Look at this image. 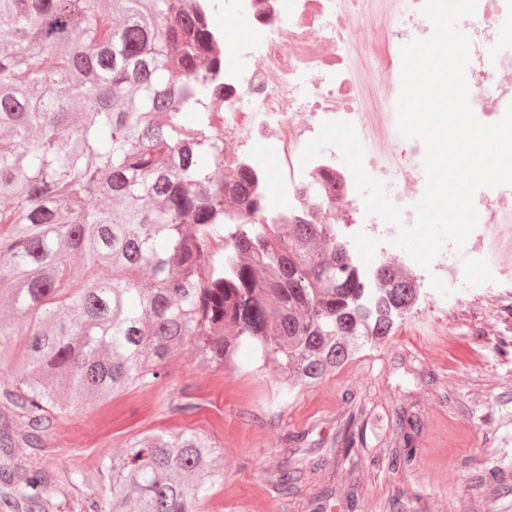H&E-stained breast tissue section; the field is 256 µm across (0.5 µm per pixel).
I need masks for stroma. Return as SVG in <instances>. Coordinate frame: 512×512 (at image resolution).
<instances>
[{
  "label": "stroma",
  "instance_id": "stroma-1",
  "mask_svg": "<svg viewBox=\"0 0 512 512\" xmlns=\"http://www.w3.org/2000/svg\"><path fill=\"white\" fill-rule=\"evenodd\" d=\"M487 259L474 269L481 285L512 292V220ZM473 293L453 289L447 309L413 313L309 387L282 386L246 345L214 372L175 354L160 386L72 408L45 447L16 453L58 478L59 512H87L105 491L69 475L151 430L202 432L222 448L207 512H512V305L485 312ZM171 400L193 408L170 413ZM359 404L369 415L355 448L333 447L339 416ZM281 467L298 471L286 493Z\"/></svg>",
  "mask_w": 512,
  "mask_h": 512
}]
</instances>
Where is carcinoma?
<instances>
[{
	"label": "carcinoma",
	"instance_id": "carcinoma-1",
	"mask_svg": "<svg viewBox=\"0 0 512 512\" xmlns=\"http://www.w3.org/2000/svg\"><path fill=\"white\" fill-rule=\"evenodd\" d=\"M214 37L204 0H0V512L56 508L16 443L160 385L177 351L219 370L247 343L310 385L400 319L330 225L224 223ZM222 455L147 432L79 481L108 484L91 512H205Z\"/></svg>",
	"mask_w": 512,
	"mask_h": 512
}]
</instances>
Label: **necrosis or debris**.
Instances as JSON below:
<instances>
[{"instance_id":"obj_1","label":"necrosis or debris","mask_w":512,"mask_h":512,"mask_svg":"<svg viewBox=\"0 0 512 512\" xmlns=\"http://www.w3.org/2000/svg\"><path fill=\"white\" fill-rule=\"evenodd\" d=\"M424 0H224L244 31L225 34L224 94L211 125L224 144V218L230 224H285L301 219L332 225L357 268L384 262L395 225L365 212L354 176L336 149L302 162L323 122L351 123L367 173L380 180L402 221L413 225L412 198L425 189V147L397 128L400 48L427 38ZM461 30L470 39L469 104L483 122L501 119L512 103V0H478ZM250 173L249 198L234 187ZM478 224L463 249L446 246L423 268L410 256L417 303H447V291L469 279L468 257L481 255L501 217L512 216V189L474 195Z\"/></svg>"}]
</instances>
